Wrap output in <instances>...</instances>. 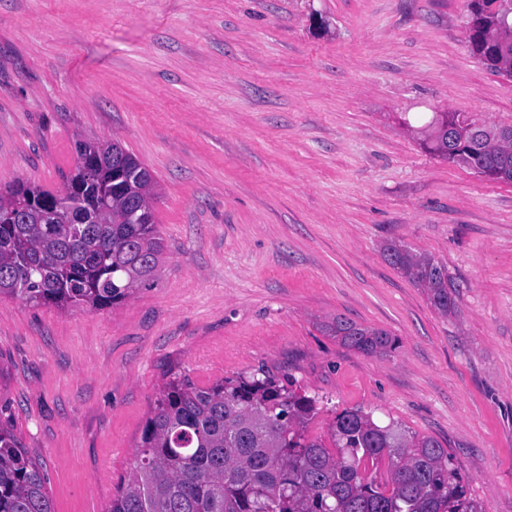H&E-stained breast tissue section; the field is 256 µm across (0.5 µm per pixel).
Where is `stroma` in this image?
Returning <instances> with one entry per match:
<instances>
[{
	"instance_id": "1",
	"label": "stroma",
	"mask_w": 512,
	"mask_h": 512,
	"mask_svg": "<svg viewBox=\"0 0 512 512\" xmlns=\"http://www.w3.org/2000/svg\"><path fill=\"white\" fill-rule=\"evenodd\" d=\"M467 0H0V191L66 187L78 140L157 182L164 252L131 298L0 300V422L55 512H106L170 371L264 367L447 448L482 512H512V182L426 150L435 113L512 127V79ZM444 263L436 312L385 259ZM343 317L398 341L343 346Z\"/></svg>"
}]
</instances>
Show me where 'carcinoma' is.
I'll use <instances>...</instances> for the list:
<instances>
[{
  "mask_svg": "<svg viewBox=\"0 0 512 512\" xmlns=\"http://www.w3.org/2000/svg\"><path fill=\"white\" fill-rule=\"evenodd\" d=\"M473 53L492 72L512 78V31L499 0H468ZM432 125L452 128L462 149L434 137L428 148L494 180H512V144L468 150L479 122L441 112ZM54 195L35 183L0 192V299L33 307L102 310L133 296L153 278L164 249L152 202L156 183L136 156L116 143L82 141L79 163L47 216ZM390 265L448 315L458 297L445 265L409 249H385ZM325 329L365 355L396 348L388 333L336 319ZM317 400L260 368L197 384L174 373L151 404L130 474L107 512H481L465 479L432 437L377 425L361 409L335 413L332 446L308 436ZM385 461L383 483L366 471ZM0 512H54L45 474L15 433L0 425Z\"/></svg>",
  "mask_w": 512,
  "mask_h": 512,
  "instance_id": "cac0c4a2",
  "label": "carcinoma"
}]
</instances>
